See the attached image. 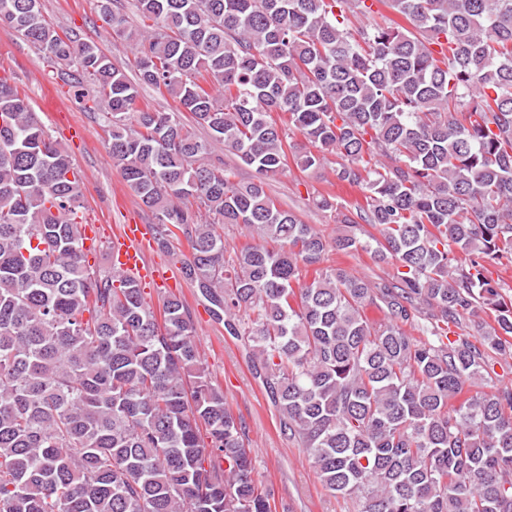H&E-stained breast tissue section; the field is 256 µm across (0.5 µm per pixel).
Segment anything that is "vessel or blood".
<instances>
[{"label": "vessel or blood", "instance_id": "obj_1", "mask_svg": "<svg viewBox=\"0 0 512 512\" xmlns=\"http://www.w3.org/2000/svg\"><path fill=\"white\" fill-rule=\"evenodd\" d=\"M153 245V234L148 225L130 223L122 225L113 237L110 253L117 266L128 276L151 284L162 278L146 258L147 251Z\"/></svg>", "mask_w": 512, "mask_h": 512}]
</instances>
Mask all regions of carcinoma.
Returning a JSON list of instances; mask_svg holds the SVG:
<instances>
[{"mask_svg": "<svg viewBox=\"0 0 512 512\" xmlns=\"http://www.w3.org/2000/svg\"><path fill=\"white\" fill-rule=\"evenodd\" d=\"M113 2L102 18L129 40ZM383 2L410 28L363 24L366 0H136L153 22L136 82L79 32L61 38L40 0H0V22L101 111L158 246L186 238L182 277L250 343L280 430L329 492L358 512H512V388L482 390L512 358V295L490 271L512 265V0ZM142 84L174 106L135 109ZM290 155L335 164L365 205L317 206L382 240L327 237L278 206L266 179ZM82 184L1 76L0 512H277L186 302L157 312L139 282L89 264ZM226 224L261 243L229 251ZM358 250L392 272L324 265Z\"/></svg>", "mask_w": 512, "mask_h": 512, "instance_id": "1", "label": "carcinoma"}]
</instances>
